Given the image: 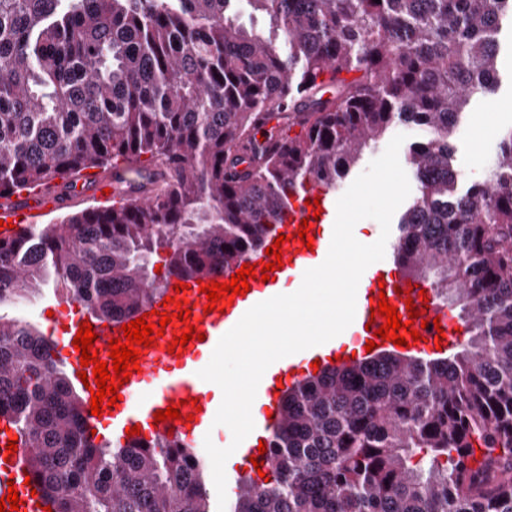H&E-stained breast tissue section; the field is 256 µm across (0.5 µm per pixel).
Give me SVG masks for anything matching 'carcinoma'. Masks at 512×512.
Here are the masks:
<instances>
[{
  "label": "carcinoma",
  "mask_w": 512,
  "mask_h": 512,
  "mask_svg": "<svg viewBox=\"0 0 512 512\" xmlns=\"http://www.w3.org/2000/svg\"><path fill=\"white\" fill-rule=\"evenodd\" d=\"M507 48L512 0H0V196L119 156L150 193L0 239V302L49 283L121 319L258 249L289 192L336 187L394 123L424 126L395 257L470 338L297 383L273 480H240L230 512H512V127L484 181L459 192L451 165ZM53 351L0 317V418L52 512H210L193 449L95 442Z\"/></svg>",
  "instance_id": "obj_1"
}]
</instances>
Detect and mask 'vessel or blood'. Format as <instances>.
<instances>
[{
	"label": "vessel or blood",
	"mask_w": 512,
	"mask_h": 512,
	"mask_svg": "<svg viewBox=\"0 0 512 512\" xmlns=\"http://www.w3.org/2000/svg\"><path fill=\"white\" fill-rule=\"evenodd\" d=\"M319 199L322 209L321 215H314L312 208L307 205L308 200ZM72 200L71 193H62L52 188L37 187L27 193H14L10 199L0 205V220L14 224L16 228H24L33 219L35 213H50L65 208ZM336 214V196L329 193L328 189L317 182H306L300 190L294 191L288 196V205L283 210L278 222L270 225L264 237L263 248L250 253L248 263L268 262L266 249L272 246L278 236H288L289 241L284 246L283 271H295L301 269L303 261L309 255V250L301 246L300 242L291 238L292 233L298 232L302 220L312 222L311 233L315 250L325 251L330 247L329 242L324 241L320 230L328 220ZM205 280L201 277L192 278L189 290L183 291L182 296L187 300V306L192 312L191 322L197 330L203 331L204 340H195L187 343L182 355L176 356L168 351V344L174 334L180 333L182 323L173 321L166 325L163 337L158 338L156 345L144 349L140 358V370L132 374L129 382L120 385L118 393L120 400L117 407L105 409L102 416H88L89 425H96L98 420L111 423L118 434H125L127 428L136 426L140 429V437L151 440L155 437L173 436L197 445L204 441L209 432L215 413L208 406V399L204 392L205 382L198 376L199 356L202 351H213L219 339L229 331L255 304L265 301V283L255 279L250 283L251 289L243 295L235 296L233 304L227 305L224 313L205 312L207 299L201 293L200 287ZM413 285L412 280L400 277L397 279H381L380 273L375 268H367L358 284V302L356 314L352 326L359 334L360 342L373 339V332L367 331V323L383 325V318H375L371 310L376 306L380 296H387L390 303L397 307L400 316H407V297L405 291ZM428 325L423 329V341L410 346L409 354L415 356L435 355V335L444 332L445 346H453L460 338V332L455 329V322L448 310L441 308L437 303H430L423 311ZM97 336L99 358L109 361L110 351L108 344L110 339L121 336V321L91 318ZM80 319L69 320L57 342L63 351L64 365L71 378H78L81 371L80 353L73 346V340L79 331ZM258 395L269 398V417L256 421L251 436L242 443L245 457H256V464L267 463V455L259 454L258 446L265 433L271 432L281 417V407L278 399L273 398L270 389L258 387ZM197 399L201 411L192 413L190 407L185 404L186 399ZM180 404L182 418L173 424L156 422V411L166 409L168 405ZM8 444L7 438L0 437V499L6 498L9 487H16L19 492L21 505L19 512H40L42 500L40 495L34 494L30 486L25 483V475L28 471L23 461L22 454L14 457H6L5 450Z\"/></svg>",
	"instance_id": "obj_1"
}]
</instances>
